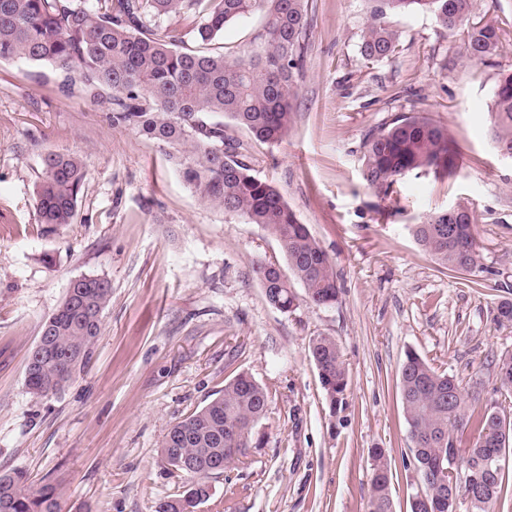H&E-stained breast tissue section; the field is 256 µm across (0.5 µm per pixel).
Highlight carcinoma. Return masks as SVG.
I'll return each instance as SVG.
<instances>
[{
    "mask_svg": "<svg viewBox=\"0 0 512 512\" xmlns=\"http://www.w3.org/2000/svg\"><path fill=\"white\" fill-rule=\"evenodd\" d=\"M308 0H0V62L25 60L50 65L60 90L90 101L112 103V123L168 146L180 155L186 181L202 199L248 224H259L277 240L291 278L260 265V279L273 283L270 304L290 310L293 282L318 306L338 301L333 262L300 223L277 187L251 173L238 146L224 140V124L212 113L247 130L269 146L288 132L298 95L308 40ZM474 0H372L362 31L360 54L380 61L396 51L398 33L389 17L425 11L453 32L469 23ZM254 13L263 31L250 48L228 59L219 45L224 30ZM492 23L471 28L469 57L483 61L498 48ZM491 139L512 152V73L502 76L493 94ZM363 178L388 195L408 173L448 176L458 168V153L448 129L429 118L401 114L370 132L362 142ZM86 179L73 154L44 158L36 191L42 224L72 223ZM460 219L453 234L448 218L434 212L409 227L416 243L451 271L482 270L469 206L457 203ZM110 282L99 276L76 280L42 323L31 348L25 385L37 397L65 391L91 357L101 334L102 313L111 297ZM309 351L331 406L343 400L348 371L329 336L311 339ZM504 394L512 395V352L491 361ZM401 395L415 468L427 502L410 503V512H489L502 492L501 461L512 446V425L492 408L477 410L459 381L431 367L415 352L400 370ZM269 390L246 373L167 435L188 433L185 454L192 465L167 462L186 483L159 503L156 512H193L211 497L209 479L247 456L254 431L264 419ZM459 451L455 485L435 477L448 467L451 449ZM369 512H392L390 468L381 448L370 452ZM0 512H59L54 486L32 487L21 469L0 471Z\"/></svg>",
    "mask_w": 512,
    "mask_h": 512,
    "instance_id": "obj_1",
    "label": "carcinoma"
}]
</instances>
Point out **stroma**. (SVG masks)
Here are the masks:
<instances>
[{
    "instance_id": "obj_1",
    "label": "stroma",
    "mask_w": 512,
    "mask_h": 512,
    "mask_svg": "<svg viewBox=\"0 0 512 512\" xmlns=\"http://www.w3.org/2000/svg\"><path fill=\"white\" fill-rule=\"evenodd\" d=\"M368 0H309V40L288 133L275 146L225 122L254 175L272 181L332 260L336 304L294 285L283 312L265 298L259 265L287 261L263 227L205 202L163 148L114 126L108 101L63 96L49 65L0 63V468L52 482L61 512H155L184 483L160 455L168 428L239 373L270 398L244 464L211 478L200 512H367L374 448L391 462L392 512H410L420 478L400 392L414 351L512 421L490 365L512 352V161L488 135L494 88L512 72V0H476L450 34L426 12L398 14L395 54L359 51ZM494 23L499 47L468 58V29ZM403 113L448 126L460 153L445 178L412 172L399 206L362 174L365 133ZM74 153L87 178L73 223H39L43 160ZM465 202L482 271H451L410 225ZM83 275L111 299L90 360L62 394L28 393L25 370L43 321ZM338 344L349 383L331 409L309 352Z\"/></svg>"
}]
</instances>
